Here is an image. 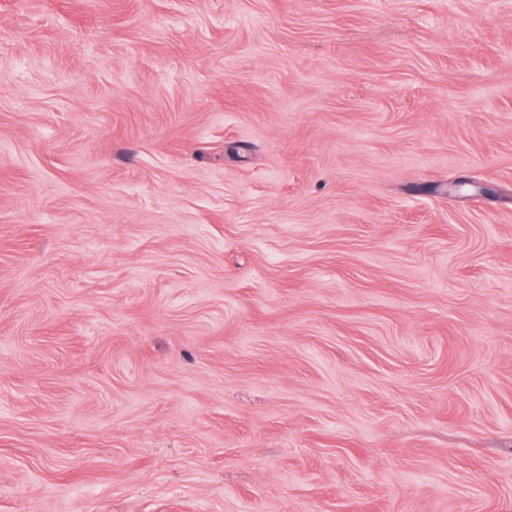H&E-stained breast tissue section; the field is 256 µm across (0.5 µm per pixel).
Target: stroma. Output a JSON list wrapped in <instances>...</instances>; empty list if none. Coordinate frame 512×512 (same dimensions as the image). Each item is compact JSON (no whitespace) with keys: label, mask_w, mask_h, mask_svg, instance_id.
<instances>
[{"label":"stroma","mask_w":512,"mask_h":512,"mask_svg":"<svg viewBox=\"0 0 512 512\" xmlns=\"http://www.w3.org/2000/svg\"><path fill=\"white\" fill-rule=\"evenodd\" d=\"M0 512H512V0H0Z\"/></svg>","instance_id":"1"}]
</instances>
